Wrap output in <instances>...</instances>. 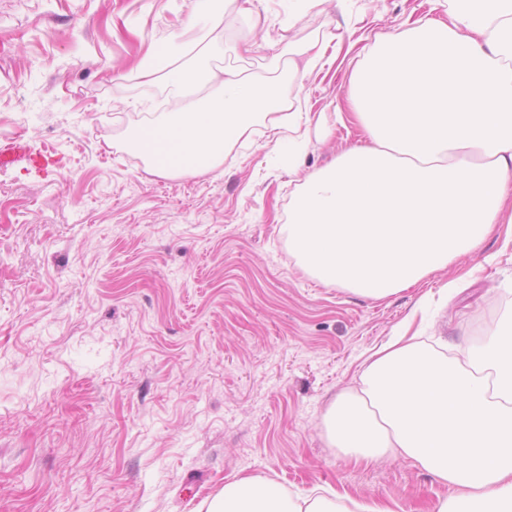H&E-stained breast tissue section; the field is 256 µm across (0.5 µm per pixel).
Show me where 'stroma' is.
I'll use <instances>...</instances> for the list:
<instances>
[{"label":"stroma","mask_w":512,"mask_h":512,"mask_svg":"<svg viewBox=\"0 0 512 512\" xmlns=\"http://www.w3.org/2000/svg\"><path fill=\"white\" fill-rule=\"evenodd\" d=\"M190 0H0V512H199L225 483L386 512H434L451 489L403 458L354 461L322 426L401 325L462 345L512 302L505 226L417 286L370 301L306 273L288 244L303 181L365 136H311L300 168L288 130L251 128L210 173L171 176L131 145L161 114V85L131 73L147 36L170 55L222 49L215 66L276 85L289 43L336 33L307 112H349V80L375 39L429 0H328L289 32L267 0L264 32L236 0L217 28ZM455 292H447L448 283Z\"/></svg>","instance_id":"obj_1"}]
</instances>
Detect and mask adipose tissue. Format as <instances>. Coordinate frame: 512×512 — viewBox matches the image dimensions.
Instances as JSON below:
<instances>
[{"mask_svg": "<svg viewBox=\"0 0 512 512\" xmlns=\"http://www.w3.org/2000/svg\"><path fill=\"white\" fill-rule=\"evenodd\" d=\"M443 17L378 38L350 80L368 145L342 152L295 196L288 241L301 267L373 300L417 285L477 250L512 209V0H433ZM155 123L172 169L211 171L255 121L300 131L322 118L200 52L157 66ZM209 90L200 104L197 91ZM333 447L405 457L453 487L435 512H512V308L455 357L399 332L369 357L358 392L329 404ZM206 512H352L260 477L226 483Z\"/></svg>", "mask_w": 512, "mask_h": 512, "instance_id": "ef3b65f1", "label": "adipose tissue"}]
</instances>
